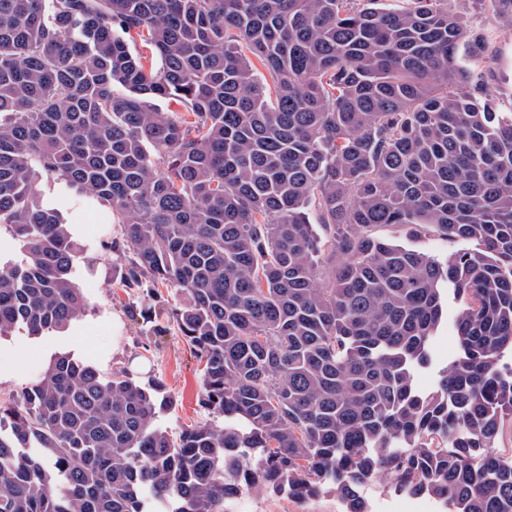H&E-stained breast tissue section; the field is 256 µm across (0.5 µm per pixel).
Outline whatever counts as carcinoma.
<instances>
[{"label": "carcinoma", "mask_w": 512, "mask_h": 512, "mask_svg": "<svg viewBox=\"0 0 512 512\" xmlns=\"http://www.w3.org/2000/svg\"><path fill=\"white\" fill-rule=\"evenodd\" d=\"M411 2L0 0V228L20 253L0 259V336L88 306L79 243L36 192L62 182L120 225V287L167 288L223 419L171 432L158 384L62 353L0 405V512H226L326 485L369 512L384 474L512 512V112L479 76L484 39ZM394 224L474 247L377 235ZM448 292L460 354L422 397ZM378 234L406 248L429 253L450 254L472 246L464 241L444 242L433 232L416 236L408 227L400 225L382 227L378 230Z\"/></svg>", "instance_id": "1"}]
</instances>
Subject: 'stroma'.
Masks as SVG:
<instances>
[{
	"instance_id": "1",
	"label": "stroma",
	"mask_w": 512,
	"mask_h": 512,
	"mask_svg": "<svg viewBox=\"0 0 512 512\" xmlns=\"http://www.w3.org/2000/svg\"><path fill=\"white\" fill-rule=\"evenodd\" d=\"M449 11L459 15L466 28L484 35L485 59L482 70L492 92L495 111L512 112V15L494 10L489 0H448ZM42 197H59L63 211L83 249L75 260V281L89 307L64 333L30 336L17 331L0 337V403H9L36 373L55 355L70 353L97 367L104 375L124 370L140 384L161 380L163 393L172 402L157 419L170 431L196 423L212 421L199 403L201 372L198 361L176 329L154 334L143 324L140 312L152 306V299L138 300L112 280L114 255L107 243L119 232L109 220L107 209L80 203L61 184L39 180ZM380 236L389 241L429 253L450 254L464 249L461 241L444 242L432 232L413 234L405 226L380 228ZM456 300H449L450 318L432 343L433 367L417 370L414 386L423 394L432 392L437 369L450 361L458 348L451 317ZM340 504L334 492L301 501L264 490H250L233 504V512H338Z\"/></svg>"
}]
</instances>
